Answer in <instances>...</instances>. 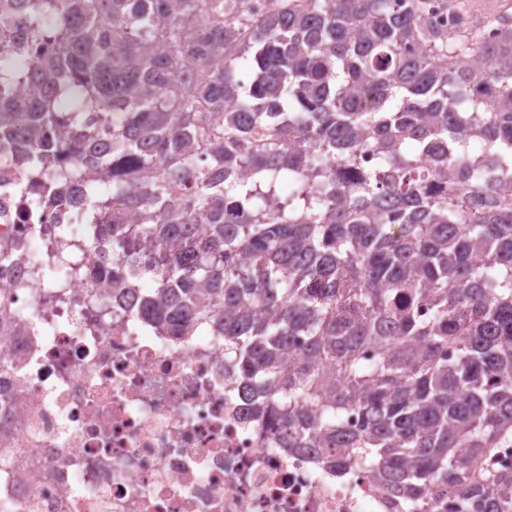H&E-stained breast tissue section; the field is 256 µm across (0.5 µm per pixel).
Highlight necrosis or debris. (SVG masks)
Masks as SVG:
<instances>
[{
  "mask_svg": "<svg viewBox=\"0 0 512 512\" xmlns=\"http://www.w3.org/2000/svg\"><path fill=\"white\" fill-rule=\"evenodd\" d=\"M0 187V239L64 209ZM139 296L0 255V512H417L369 458L327 465L256 417L224 339L141 322Z\"/></svg>",
  "mask_w": 512,
  "mask_h": 512,
  "instance_id": "necrosis-or-debris-1",
  "label": "necrosis or debris"
}]
</instances>
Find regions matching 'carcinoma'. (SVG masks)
Wrapping results in <instances>:
<instances>
[{
  "label": "carcinoma",
  "instance_id": "obj_1",
  "mask_svg": "<svg viewBox=\"0 0 512 512\" xmlns=\"http://www.w3.org/2000/svg\"><path fill=\"white\" fill-rule=\"evenodd\" d=\"M429 2L0 0V170L112 233L141 320L224 337L288 447L512 512L473 472L512 442V24Z\"/></svg>",
  "mask_w": 512,
  "mask_h": 512
}]
</instances>
